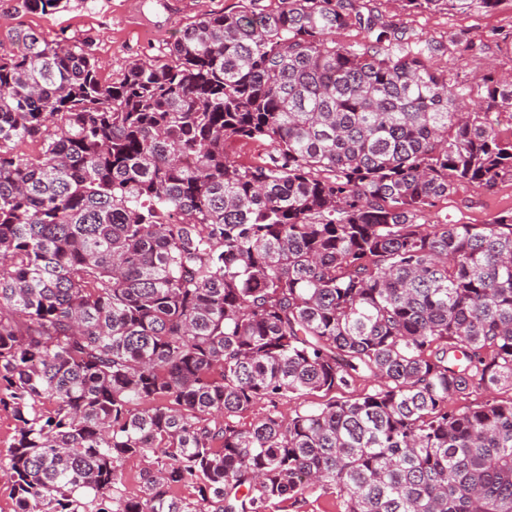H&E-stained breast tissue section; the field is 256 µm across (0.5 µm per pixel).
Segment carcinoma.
<instances>
[{
  "instance_id": "obj_1",
  "label": "carcinoma",
  "mask_w": 512,
  "mask_h": 512,
  "mask_svg": "<svg viewBox=\"0 0 512 512\" xmlns=\"http://www.w3.org/2000/svg\"><path fill=\"white\" fill-rule=\"evenodd\" d=\"M351 25L363 44L331 38ZM91 45L0 43L17 512H267L313 487L343 512H512V398L449 406L512 391V212L427 220L512 178V135L433 68L440 47L357 0L212 14L111 84ZM487 98L512 112V78ZM240 140L274 151L241 163ZM289 394L321 400L241 424ZM133 455L157 468L128 497Z\"/></svg>"
}]
</instances>
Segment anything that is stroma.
I'll list each match as a JSON object with an SVG mask.
<instances>
[{"mask_svg":"<svg viewBox=\"0 0 512 512\" xmlns=\"http://www.w3.org/2000/svg\"><path fill=\"white\" fill-rule=\"evenodd\" d=\"M363 11L392 20L407 37L424 46L443 45L434 68L450 73L467 93L469 103L486 105L484 78L489 72L512 74V0L493 9L407 10L399 0H358ZM243 7V0H70L55 13L31 12L23 0H0V40L16 30L33 29L51 39L93 41L102 81H120L136 61L163 59L192 21ZM512 211V178L490 189L459 187L430 209L429 223L446 220L489 224Z\"/></svg>","mask_w":512,"mask_h":512,"instance_id":"stroma-1","label":"stroma"}]
</instances>
